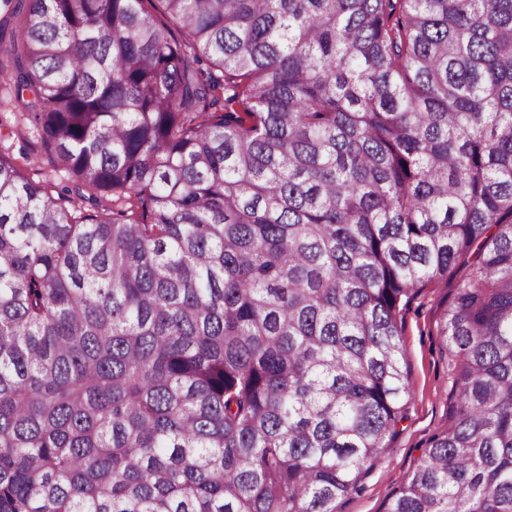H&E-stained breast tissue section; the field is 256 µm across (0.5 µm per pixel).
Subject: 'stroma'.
<instances>
[{"instance_id": "35a3bbf8", "label": "stroma", "mask_w": 512, "mask_h": 512, "mask_svg": "<svg viewBox=\"0 0 512 512\" xmlns=\"http://www.w3.org/2000/svg\"><path fill=\"white\" fill-rule=\"evenodd\" d=\"M1 123L14 128L15 134L0 144L19 158L31 180L71 185L68 173L58 168L54 154L45 148L40 131L18 110L0 107ZM467 272L466 265L456 264L447 275L419 288L401 311L409 384L407 418L399 424L397 435L356 490L337 502L336 512H386L393 492L421 463L432 437L447 429L454 388L448 371V352L437 326Z\"/></svg>"}]
</instances>
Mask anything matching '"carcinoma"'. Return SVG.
<instances>
[{"label":"carcinoma","instance_id":"cac0c4a2","mask_svg":"<svg viewBox=\"0 0 512 512\" xmlns=\"http://www.w3.org/2000/svg\"><path fill=\"white\" fill-rule=\"evenodd\" d=\"M0 512H336L439 325L387 512H512V0H0ZM21 114L22 112L12 106L3 105L1 108L0 104V124H6L17 132V135L0 141L2 150L9 147L8 152L17 159L23 172L34 182L49 180L60 187L66 185L73 189L74 184L68 173L57 167L54 154L45 148L41 132L21 117ZM467 272L466 265L458 262L448 275L419 288L401 311L409 384L407 419L356 490L336 503V512H386L393 492L423 460L431 438L448 428L454 388L437 326Z\"/></svg>","mask_w":512,"mask_h":512}]
</instances>
